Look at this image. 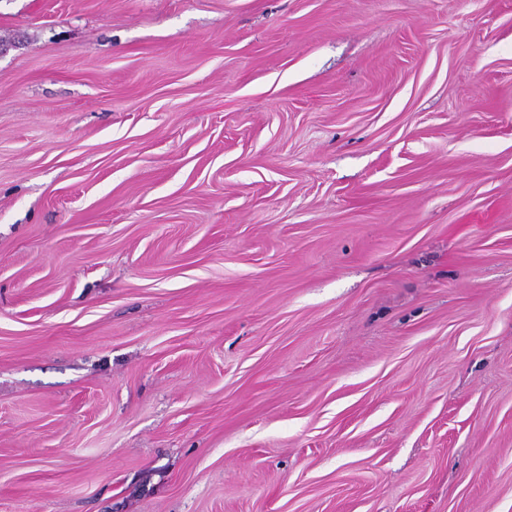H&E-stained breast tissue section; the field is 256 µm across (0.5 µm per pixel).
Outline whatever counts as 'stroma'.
I'll list each match as a JSON object with an SVG mask.
<instances>
[{
    "instance_id": "obj_1",
    "label": "stroma",
    "mask_w": 512,
    "mask_h": 512,
    "mask_svg": "<svg viewBox=\"0 0 512 512\" xmlns=\"http://www.w3.org/2000/svg\"><path fill=\"white\" fill-rule=\"evenodd\" d=\"M0 512H512V0H0Z\"/></svg>"
}]
</instances>
